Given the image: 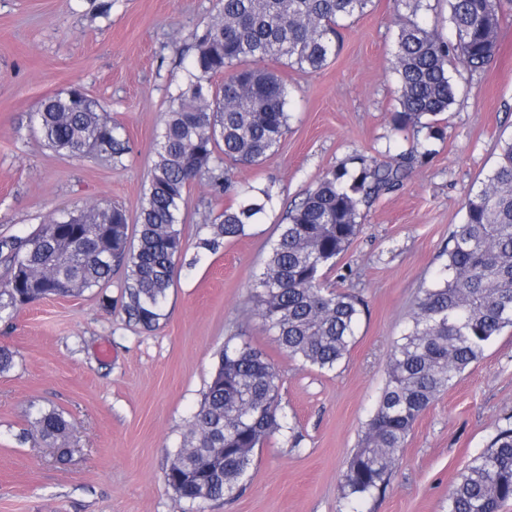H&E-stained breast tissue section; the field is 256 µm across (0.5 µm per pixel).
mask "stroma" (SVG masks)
Wrapping results in <instances>:
<instances>
[{
	"label": "stroma",
	"instance_id": "stroma-1",
	"mask_svg": "<svg viewBox=\"0 0 512 512\" xmlns=\"http://www.w3.org/2000/svg\"><path fill=\"white\" fill-rule=\"evenodd\" d=\"M0 0V237L24 236L50 218L106 199L136 219L155 140L181 82L192 33L216 0ZM396 4L374 0L320 70H275L289 91L288 131L237 180L273 189L246 236L217 252L198 248L201 224L221 205L206 180L187 192L185 251L153 330L122 309L124 273L104 289L51 296L0 318V346L17 351L0 373V512H349L342 475L386 382L392 346L420 291L447 262L465 203L512 141V17L486 70L458 81L444 135L404 187L362 206V227L326 273L359 295L356 338L327 371L288 358L255 316L252 285L289 207L324 174L361 154L380 161L410 149L393 131ZM80 87L104 105L131 150L121 162L74 159L48 148L35 114L46 97ZM233 336L277 364L280 412L299 438L257 448L241 493L204 510L176 497L162 476L182 445L217 354ZM53 407L76 430L70 452L28 437L36 407ZM512 414V329L415 422L385 494L367 512H448V492Z\"/></svg>",
	"mask_w": 512,
	"mask_h": 512
}]
</instances>
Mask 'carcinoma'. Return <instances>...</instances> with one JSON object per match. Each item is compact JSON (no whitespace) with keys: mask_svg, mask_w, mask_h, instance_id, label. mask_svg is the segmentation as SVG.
I'll use <instances>...</instances> for the list:
<instances>
[{"mask_svg":"<svg viewBox=\"0 0 512 512\" xmlns=\"http://www.w3.org/2000/svg\"><path fill=\"white\" fill-rule=\"evenodd\" d=\"M392 70L398 83L394 130L443 136L439 126L455 103L454 74L473 75L495 54L497 32L512 0H448L451 38L422 21L430 0H395ZM373 0H219L157 136L147 191L129 235L126 211L107 200L53 217L26 238L0 239V315L56 295H80L125 273L123 310L154 328L173 285L184 240L182 210L190 186L205 177L218 201L237 204L203 225L198 247L217 252L243 237L272 202L269 188L237 189L233 167L259 164L288 132V88L264 63L299 74L322 69L344 40L347 22ZM37 118L49 147L70 158L92 153L114 160L129 141L109 112L71 89L43 101ZM412 150L392 162L354 155L329 170L278 225L264 271L253 288L254 314L291 358L332 370L355 340L364 303L324 284L361 231L360 208L399 189L416 160ZM447 263L422 289L411 325L394 345L386 383L344 474V498L359 505L385 493L417 419L453 386L486 347L512 328V141L465 205L452 231ZM280 374L245 338L225 344L211 381L189 421L183 445L164 480L180 498L201 506L239 491L254 451L285 431L279 414ZM74 425L54 408H39L33 438L69 453ZM512 502V424L500 427L448 493V512H502Z\"/></svg>","mask_w":512,"mask_h":512,"instance_id":"carcinoma-1","label":"carcinoma"}]
</instances>
